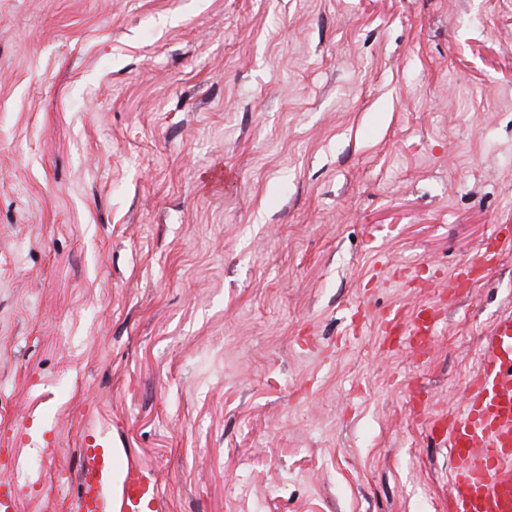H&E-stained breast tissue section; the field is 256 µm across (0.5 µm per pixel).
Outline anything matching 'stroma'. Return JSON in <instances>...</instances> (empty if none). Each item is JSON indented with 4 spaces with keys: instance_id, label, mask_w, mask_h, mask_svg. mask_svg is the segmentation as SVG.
<instances>
[{
    "instance_id": "1",
    "label": "stroma",
    "mask_w": 512,
    "mask_h": 512,
    "mask_svg": "<svg viewBox=\"0 0 512 512\" xmlns=\"http://www.w3.org/2000/svg\"><path fill=\"white\" fill-rule=\"evenodd\" d=\"M495 224L512 0H0V445L43 496L103 428L155 512H443L512 253L424 364L381 323Z\"/></svg>"
}]
</instances>
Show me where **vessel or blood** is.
Here are the masks:
<instances>
[{
	"instance_id": "b4317fda",
	"label": "vessel or blood",
	"mask_w": 512,
	"mask_h": 512,
	"mask_svg": "<svg viewBox=\"0 0 512 512\" xmlns=\"http://www.w3.org/2000/svg\"><path fill=\"white\" fill-rule=\"evenodd\" d=\"M512 251L511 236L491 243L465 259L458 269L466 278L474 270L492 271ZM439 307L419 309L410 319L390 310L389 327L406 324L407 336L435 335ZM103 432L89 434L78 472L79 492L72 512H153L158 487L153 476L128 466L120 483L112 481V451ZM451 450L448 512H512V313L502 314L482 343V359L461 409L448 420ZM25 488L0 479V512H16Z\"/></svg>"
}]
</instances>
